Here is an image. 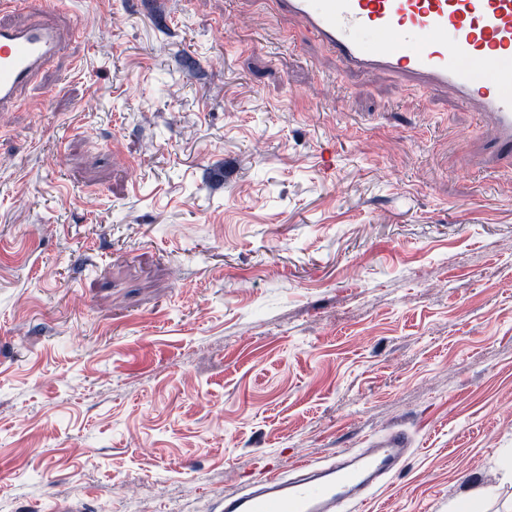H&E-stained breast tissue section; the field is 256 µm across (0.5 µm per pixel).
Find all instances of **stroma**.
<instances>
[{"instance_id":"35a3bbf8","label":"stroma","mask_w":512,"mask_h":512,"mask_svg":"<svg viewBox=\"0 0 512 512\" xmlns=\"http://www.w3.org/2000/svg\"><path fill=\"white\" fill-rule=\"evenodd\" d=\"M60 5L79 41L0 115V512H217L394 430L360 512H512L492 130L237 0Z\"/></svg>"}]
</instances>
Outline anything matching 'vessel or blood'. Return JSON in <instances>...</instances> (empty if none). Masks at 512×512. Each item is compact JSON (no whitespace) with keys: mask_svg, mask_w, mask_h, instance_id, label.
Wrapping results in <instances>:
<instances>
[{"mask_svg":"<svg viewBox=\"0 0 512 512\" xmlns=\"http://www.w3.org/2000/svg\"><path fill=\"white\" fill-rule=\"evenodd\" d=\"M252 2L312 36L339 70L388 74L424 99L452 90L494 128L487 166L512 171V0ZM79 35L50 0H0V113L17 111ZM408 453L397 430L225 493L219 512H358Z\"/></svg>","mask_w":512,"mask_h":512,"instance_id":"vessel-or-blood-1","label":"vessel or blood"}]
</instances>
